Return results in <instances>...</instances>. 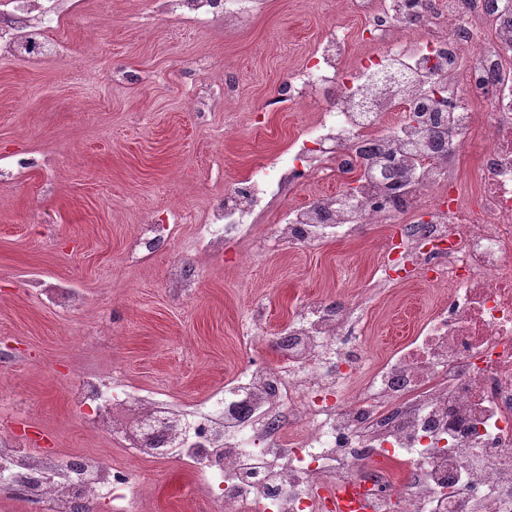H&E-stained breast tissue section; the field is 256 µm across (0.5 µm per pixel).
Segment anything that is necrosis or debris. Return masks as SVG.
Instances as JSON below:
<instances>
[{"instance_id":"1","label":"necrosis or debris","mask_w":512,"mask_h":512,"mask_svg":"<svg viewBox=\"0 0 512 512\" xmlns=\"http://www.w3.org/2000/svg\"><path fill=\"white\" fill-rule=\"evenodd\" d=\"M366 50L333 26L282 90L327 106L304 131L312 160L286 154L232 187L201 225L219 247L243 237L268 192L339 181L291 206L278 240L313 247L361 224L403 217L378 255L380 288L416 282L448 292L385 360L364 347L365 300H312L255 364L183 408L103 376L77 398L120 447L174 459L218 492L223 512H330L326 485L358 479L374 512H512V0H353ZM69 0H0V49L25 53L24 28H54ZM176 17L233 23L249 0H160ZM417 112L404 117L405 109ZM487 125L478 188L458 161ZM354 185L341 183L343 174ZM299 442L283 447L286 420ZM407 468L392 484L370 460ZM130 474L93 455L45 458L0 439V493L49 512L106 499L128 512Z\"/></svg>"}]
</instances>
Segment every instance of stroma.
I'll return each mask as SVG.
<instances>
[{
  "mask_svg": "<svg viewBox=\"0 0 512 512\" xmlns=\"http://www.w3.org/2000/svg\"><path fill=\"white\" fill-rule=\"evenodd\" d=\"M335 21L334 0H252L231 28L173 20L154 0H80L49 34L62 47L50 61L0 53V158L36 160L0 181V436L130 470L132 512H221L180 463L115 448L73 395L90 367L192 406L276 360L300 303L354 301L371 281L395 224L314 248L279 244L280 204L221 252L201 250L198 224L182 222L152 258L131 257L147 219L205 216L324 110L320 97L267 103ZM176 264L195 269L191 287L172 283ZM52 287L83 301L59 311L41 297ZM442 297L416 284L372 293L369 356L393 351ZM256 305L264 333L248 350L240 324Z\"/></svg>",
  "mask_w": 512,
  "mask_h": 512,
  "instance_id": "1",
  "label": "stroma"
}]
</instances>
